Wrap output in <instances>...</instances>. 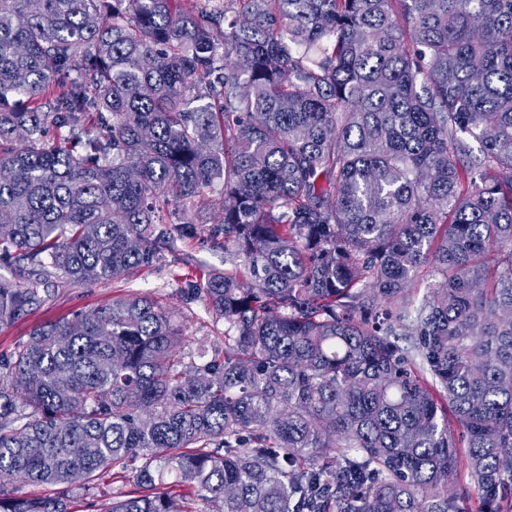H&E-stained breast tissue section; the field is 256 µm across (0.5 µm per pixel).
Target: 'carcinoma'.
Here are the masks:
<instances>
[{
  "label": "carcinoma",
  "mask_w": 512,
  "mask_h": 512,
  "mask_svg": "<svg viewBox=\"0 0 512 512\" xmlns=\"http://www.w3.org/2000/svg\"><path fill=\"white\" fill-rule=\"evenodd\" d=\"M209 2L0 0V326L154 265L217 184L229 265L191 289L222 346L128 293L0 356V512L138 458L109 512H460L462 457L503 512L512 0Z\"/></svg>",
  "instance_id": "cac0c4a2"
}]
</instances>
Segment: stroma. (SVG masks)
Instances as JSON below:
<instances>
[{
  "label": "stroma",
  "mask_w": 512,
  "mask_h": 512,
  "mask_svg": "<svg viewBox=\"0 0 512 512\" xmlns=\"http://www.w3.org/2000/svg\"><path fill=\"white\" fill-rule=\"evenodd\" d=\"M217 216V206L209 202L203 204L194 213L200 229L197 237L177 242L174 251L164 252L152 267L135 270L123 280L69 284L50 278L49 296L38 309L11 326L0 327V355L13 351L35 326L109 303L113 297L127 291L139 292L158 301L185 325L190 339L223 344V322L215 319L203 300H189L184 295L187 287L203 286L207 271L224 266L223 250L212 247L206 235Z\"/></svg>",
  "instance_id": "obj_1"
}]
</instances>
